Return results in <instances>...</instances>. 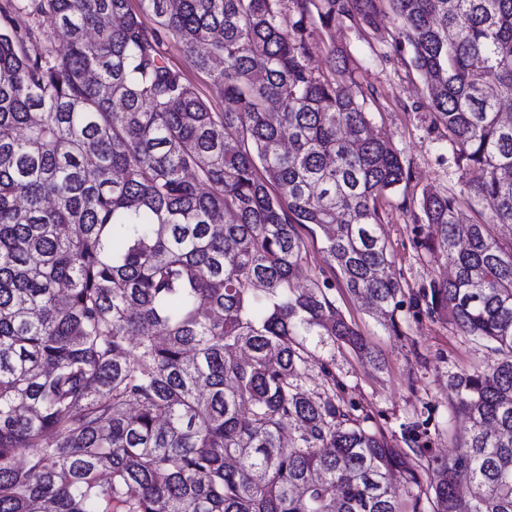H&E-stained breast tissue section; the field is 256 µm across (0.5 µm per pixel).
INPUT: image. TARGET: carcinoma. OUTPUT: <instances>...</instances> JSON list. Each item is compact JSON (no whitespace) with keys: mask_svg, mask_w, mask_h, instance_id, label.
Listing matches in <instances>:
<instances>
[{"mask_svg":"<svg viewBox=\"0 0 512 512\" xmlns=\"http://www.w3.org/2000/svg\"><path fill=\"white\" fill-rule=\"evenodd\" d=\"M431 93L461 192L423 195L452 268L422 292L497 362L448 373L468 439L435 460L302 385L307 342L378 358L301 287L300 228L352 295L404 305L379 202L409 174L306 64L307 19L372 27ZM0 5V512H512V0H6ZM68 35L67 51L49 46ZM178 39L234 108L168 64ZM404 495H399V489Z\"/></svg>","mask_w":512,"mask_h":512,"instance_id":"obj_1","label":"carcinoma"}]
</instances>
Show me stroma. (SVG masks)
I'll return each instance as SVG.
<instances>
[{
	"instance_id": "obj_1",
	"label": "stroma",
	"mask_w": 512,
	"mask_h": 512,
	"mask_svg": "<svg viewBox=\"0 0 512 512\" xmlns=\"http://www.w3.org/2000/svg\"><path fill=\"white\" fill-rule=\"evenodd\" d=\"M396 38V25L388 12L380 15L374 28L360 22L331 31L319 27L311 32L308 64L316 74L331 78L335 72L330 48L348 54L344 89L364 100L373 127L388 137L409 172L406 185L381 200L380 212L392 271L405 296L412 298L448 270L444 257L422 245L428 228L416 217L424 193H457L466 222H482L488 215L462 193L445 130L435 124L427 108L428 87L413 67L409 52L398 50ZM162 50L212 111H224L226 103L209 75L189 64L180 42L165 38ZM329 295L379 363L369 364L347 344L313 340L308 345L310 366L304 386L318 393L326 391L323 372L331 370L341 384L337 394L348 413L362 418L370 430L383 432L397 448L404 445L406 426L422 423L426 449L415 462L424 476H431L434 458L447 456L465 441L469 430L468 422L452 412L449 372L484 368L493 363L494 354L445 318L417 315L404 307L396 314V327L391 328L343 285H335Z\"/></svg>"
}]
</instances>
